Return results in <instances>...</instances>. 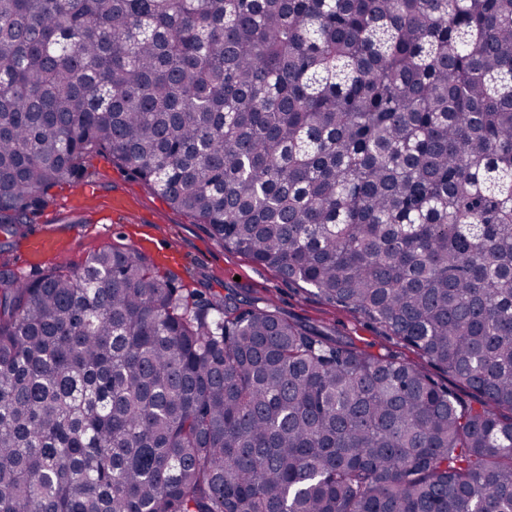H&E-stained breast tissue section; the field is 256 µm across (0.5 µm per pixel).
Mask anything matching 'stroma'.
Segmentation results:
<instances>
[{
	"mask_svg": "<svg viewBox=\"0 0 512 512\" xmlns=\"http://www.w3.org/2000/svg\"><path fill=\"white\" fill-rule=\"evenodd\" d=\"M84 183L93 190V197L82 202L76 186L54 188L51 202L31 223L32 228L49 231L59 241L49 264L77 267L99 248L112 244L135 247L144 236L153 243L147 254L155 271L174 277L184 288L205 295L229 293L241 300L259 297L284 315L353 341L369 352L420 363L416 352L359 314L330 305L274 269L225 248L208 225L173 210L109 160L91 159Z\"/></svg>",
	"mask_w": 512,
	"mask_h": 512,
	"instance_id": "stroma-1",
	"label": "stroma"
}]
</instances>
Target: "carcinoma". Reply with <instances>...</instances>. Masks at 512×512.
<instances>
[{
  "instance_id": "cac0c4a2",
  "label": "carcinoma",
  "mask_w": 512,
  "mask_h": 512,
  "mask_svg": "<svg viewBox=\"0 0 512 512\" xmlns=\"http://www.w3.org/2000/svg\"><path fill=\"white\" fill-rule=\"evenodd\" d=\"M95 156L442 367L134 246L0 265V512H512V0H0V233Z\"/></svg>"
}]
</instances>
